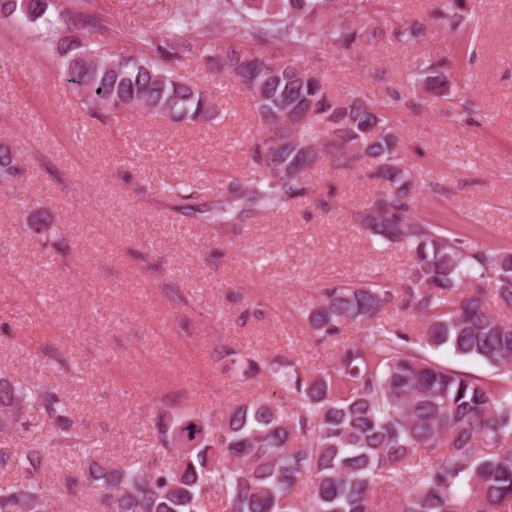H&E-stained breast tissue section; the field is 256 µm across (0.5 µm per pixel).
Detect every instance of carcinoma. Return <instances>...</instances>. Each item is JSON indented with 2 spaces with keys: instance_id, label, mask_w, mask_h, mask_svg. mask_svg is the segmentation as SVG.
Masks as SVG:
<instances>
[{
  "instance_id": "obj_1",
  "label": "carcinoma",
  "mask_w": 512,
  "mask_h": 512,
  "mask_svg": "<svg viewBox=\"0 0 512 512\" xmlns=\"http://www.w3.org/2000/svg\"><path fill=\"white\" fill-rule=\"evenodd\" d=\"M471 0H434L430 22L469 41L462 27ZM334 0H224V52L210 50L209 14L194 18L196 37L173 30L156 43L146 31L131 33L95 12L93 0L59 8L54 0H0V16L42 34L59 60L63 77L101 117L139 108L173 124H211L218 107L195 82L178 73L185 57L199 58L251 93L260 130L247 149L250 176L228 178L224 194L204 203L190 186L166 184L197 224H245L260 214L284 211L312 194L308 172L325 160L349 168L374 161L384 188L351 215L361 233L385 247H400L411 265L398 282L364 275L334 281L303 311L309 330L324 340L356 326L360 336L342 347L336 361L310 375L284 357L266 359L224 348V371L240 379L266 377L279 396H258L224 410L217 419L194 411L156 422V442L171 448L182 433L189 450L175 470L147 471L135 464L114 468L99 459L97 443L73 433L72 405L52 384L0 375V430L27 427L26 412L38 409L53 423L42 446L0 451V470L26 479L0 485V512H43L48 492L44 458L72 443L88 460L71 474L75 492L94 485L71 512H210V493L224 491L228 512H375L372 486L380 478L401 491L397 512H501L512 509V371L483 380L440 363L425 349L451 348L460 358L512 365V321L487 308L485 282L512 309V252L466 250L454 237L426 222L419 210L416 177L401 156L391 113L421 108L404 85L370 99L350 86L332 95L323 76L299 79L300 68L274 50L300 56L326 46L347 61L379 38L405 46L423 42L428 28L409 21L392 0H343L342 10L360 22L328 21ZM378 16L383 26L373 25ZM124 36L142 45L90 62L101 45ZM458 59L425 57L413 85L448 96ZM476 109L460 96L452 119L470 122ZM20 168L0 148V182L14 188ZM470 292L457 308L448 296L464 283ZM390 307L419 311L423 334L414 338L381 323ZM493 452L488 453L486 449Z\"/></svg>"
}]
</instances>
